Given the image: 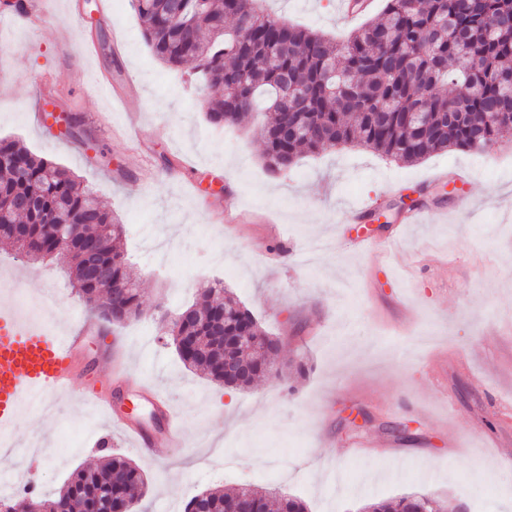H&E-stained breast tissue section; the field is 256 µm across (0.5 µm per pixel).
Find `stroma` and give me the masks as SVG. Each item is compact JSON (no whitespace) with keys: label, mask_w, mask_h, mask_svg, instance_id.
Returning <instances> with one entry per match:
<instances>
[{"label":"stroma","mask_w":512,"mask_h":512,"mask_svg":"<svg viewBox=\"0 0 512 512\" xmlns=\"http://www.w3.org/2000/svg\"><path fill=\"white\" fill-rule=\"evenodd\" d=\"M98 3L35 0L37 19L26 23L0 8V138L95 185L123 224L118 248L144 298L141 316L112 330L126 373L122 407L148 420L135 390L157 387L187 445L159 461L78 401L48 413L28 399L11 441L19 462L31 441L51 451L30 474L37 494L114 452L148 480L139 512H183L190 497L240 482L300 497L309 512H359L410 493L464 512H512V143L411 165L336 147L271 172L258 120L211 124L209 92L191 66L154 58L130 0H112L105 19ZM266 8L338 41L364 23L344 18L336 0ZM89 41L97 51L87 59ZM103 73L138 93L112 102L95 88ZM41 95L76 117L75 136L40 124ZM455 169L469 173L467 187L452 193L429 180ZM409 194L450 217L404 226L375 304L363 288L373 256L341 240L376 235V226L341 217L347 203L369 202L399 225ZM4 281L12 291L0 300L25 301L27 312L64 323L89 312L56 262L28 261L0 240ZM216 281L283 339V376L228 394L167 345L161 312L191 305ZM441 349L446 358L432 360ZM355 439L371 443L358 457L348 448Z\"/></svg>","instance_id":"35a3bbf8"}]
</instances>
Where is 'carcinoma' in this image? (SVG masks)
<instances>
[{
    "instance_id": "1",
    "label": "carcinoma",
    "mask_w": 512,
    "mask_h": 512,
    "mask_svg": "<svg viewBox=\"0 0 512 512\" xmlns=\"http://www.w3.org/2000/svg\"><path fill=\"white\" fill-rule=\"evenodd\" d=\"M153 55L171 68L196 63L202 86L214 92L208 120L235 125L262 113L264 158L273 172L304 154L359 146L398 163H414L449 149L480 152L512 140V0H386L379 18L337 43L325 34L271 18L258 0H131ZM466 84L470 98L450 113L443 89ZM307 98L301 109L278 99L285 91ZM431 112L426 123L413 113ZM297 131L282 135L286 126ZM0 211L24 237L5 232L28 259L57 260L77 293L103 321L122 326L142 313V294L114 245L123 228L84 185L51 160L17 141L0 140ZM67 224L71 243L58 247L49 225ZM164 331L184 366L231 389L265 375L280 352L237 296L220 281L201 290ZM239 332L255 342L224 343ZM146 482L138 466L112 454L71 472L53 497L0 499L3 512H105L137 505ZM251 500L257 512H307L303 500L275 503L250 484L192 497L184 512H224ZM425 494L369 502L362 512H447Z\"/></svg>"
}]
</instances>
